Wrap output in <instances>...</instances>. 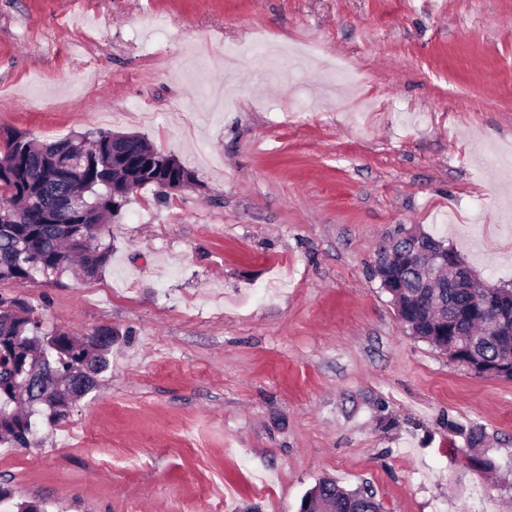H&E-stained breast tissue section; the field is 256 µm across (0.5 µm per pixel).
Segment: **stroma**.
<instances>
[{
	"label": "stroma",
	"instance_id": "obj_1",
	"mask_svg": "<svg viewBox=\"0 0 512 512\" xmlns=\"http://www.w3.org/2000/svg\"><path fill=\"white\" fill-rule=\"evenodd\" d=\"M94 129L196 181L131 194L97 273L0 284L46 329L118 332L98 390L0 446V487L298 512L329 478L384 512H512V381L412 336L373 276L404 225L512 281V0H0V137Z\"/></svg>",
	"mask_w": 512,
	"mask_h": 512
}]
</instances>
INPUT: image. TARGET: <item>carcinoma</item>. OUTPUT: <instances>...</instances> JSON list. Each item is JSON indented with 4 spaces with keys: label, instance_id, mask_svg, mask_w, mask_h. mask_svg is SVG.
Wrapping results in <instances>:
<instances>
[{
    "label": "carcinoma",
    "instance_id": "cac0c4a2",
    "mask_svg": "<svg viewBox=\"0 0 512 512\" xmlns=\"http://www.w3.org/2000/svg\"><path fill=\"white\" fill-rule=\"evenodd\" d=\"M186 170L175 157L147 145L134 134L97 130L40 144L22 133H10L0 149V282L25 285L38 276H59L74 262L96 273L108 261V248L90 242L109 232L103 219L112 215V192L124 183L134 189L152 185L168 195L164 185L150 180L157 173L175 178ZM77 196L82 205L67 216L57 215L60 198ZM419 247L434 254L374 267L384 283L397 284L390 293L397 314L413 336L441 351L454 350L468 368L479 372L512 362V309L495 315L494 330L471 323L470 301L486 287L472 290L448 283L444 261L452 258L462 272H473L444 241L420 233ZM112 327L103 325L86 338L42 329L36 309L22 298L0 299V444L26 448L33 435L31 417L37 408L51 422L66 417L71 403L99 387L112 349ZM53 369V379L41 399L18 410L13 379ZM466 435L467 447L485 441L478 424L455 425ZM310 512H382L373 491L345 490L323 478L302 498Z\"/></svg>",
    "mask_w": 512,
    "mask_h": 512
}]
</instances>
